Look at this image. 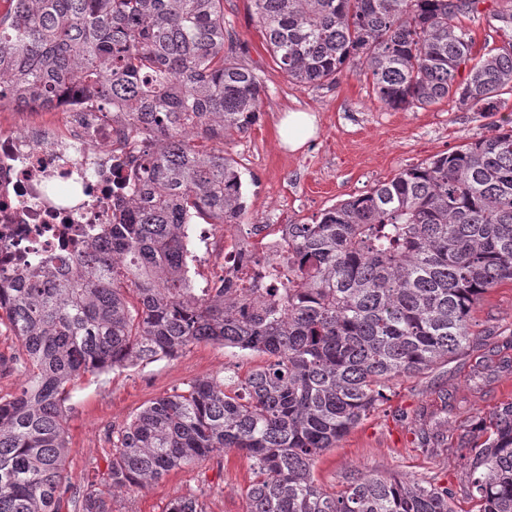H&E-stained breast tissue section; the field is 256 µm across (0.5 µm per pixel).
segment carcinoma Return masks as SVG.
<instances>
[{
	"mask_svg": "<svg viewBox=\"0 0 512 512\" xmlns=\"http://www.w3.org/2000/svg\"><path fill=\"white\" fill-rule=\"evenodd\" d=\"M8 2L0 88L37 100L76 83L119 101L129 136L154 147L103 229L109 248L91 242L70 272L38 265L0 287V322L24 347L27 374L0 398V512H62L76 378L199 342L267 361L237 382L197 379L150 401L114 435L112 486L235 451L252 461L247 512H455L453 490L392 476L357 474L330 495L313 467L395 381L469 350L473 306L512 281V127L288 225L279 264L195 288L191 221L242 223L243 182L224 137L253 125L266 91L239 59L224 0ZM485 3L251 0V17L290 83H334L349 65L389 108L451 96L486 115L512 90V49L476 59L462 20ZM488 17L512 46V10ZM457 446L460 491L478 512H512V401ZM81 509L109 512L97 493Z\"/></svg>",
	"mask_w": 512,
	"mask_h": 512,
	"instance_id": "carcinoma-1",
	"label": "carcinoma"
}]
</instances>
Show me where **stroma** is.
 <instances>
[{"mask_svg": "<svg viewBox=\"0 0 512 512\" xmlns=\"http://www.w3.org/2000/svg\"><path fill=\"white\" fill-rule=\"evenodd\" d=\"M251 13L250 0H224V18L236 31L247 63L261 71L267 86L256 123L224 139L244 184L245 223H307L339 201L512 120V92L503 94L499 112L482 116L452 98L408 110L384 107L374 100L365 76L355 71H343L330 85L288 83L277 72ZM288 111L316 117L315 136L294 152L281 145L278 133ZM471 331L472 351L396 382L374 412L319 457L314 477L324 490H344L360 472L458 489L463 467L453 438L512 400V282L491 288L477 301ZM481 355L491 356L496 366L477 377L472 367ZM503 359L508 367H500ZM24 360V349L0 324V396L21 389ZM263 362L256 354L202 342L169 360L81 375L70 400L64 462L70 501L63 512H78L82 497L93 491L102 493L111 512H168L174 500L190 494L205 512H246L252 470L245 454L217 453L146 487L119 489L108 479L111 437L151 400L175 388L212 376L242 378Z\"/></svg>", "mask_w": 512, "mask_h": 512, "instance_id": "35a3bbf8", "label": "stroma"}]
</instances>
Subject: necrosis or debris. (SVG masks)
Here are the masks:
<instances>
[{
    "label": "necrosis or debris",
    "mask_w": 512,
    "mask_h": 512,
    "mask_svg": "<svg viewBox=\"0 0 512 512\" xmlns=\"http://www.w3.org/2000/svg\"><path fill=\"white\" fill-rule=\"evenodd\" d=\"M120 103L101 105L76 85L50 100L0 94V281L40 260L60 262L100 239L130 160L152 149L150 137L124 138ZM288 238L284 224L221 225L206 249L225 279L249 275Z\"/></svg>",
    "instance_id": "4bbe7bcc"
}]
</instances>
